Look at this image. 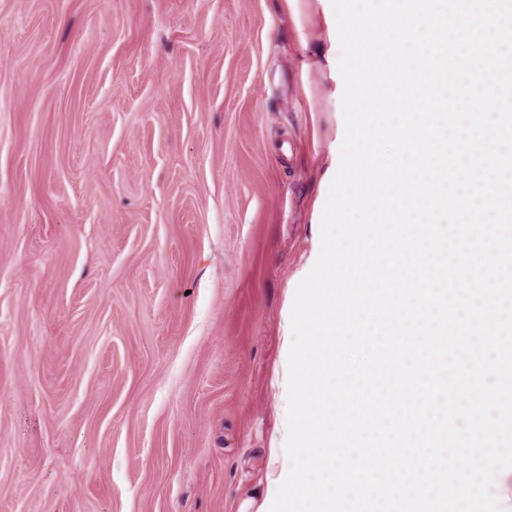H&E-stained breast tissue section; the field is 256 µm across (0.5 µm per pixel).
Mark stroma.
<instances>
[{
	"instance_id": "obj_1",
	"label": "stroma",
	"mask_w": 512,
	"mask_h": 512,
	"mask_svg": "<svg viewBox=\"0 0 512 512\" xmlns=\"http://www.w3.org/2000/svg\"><path fill=\"white\" fill-rule=\"evenodd\" d=\"M320 0H0V512H237L345 135Z\"/></svg>"
}]
</instances>
